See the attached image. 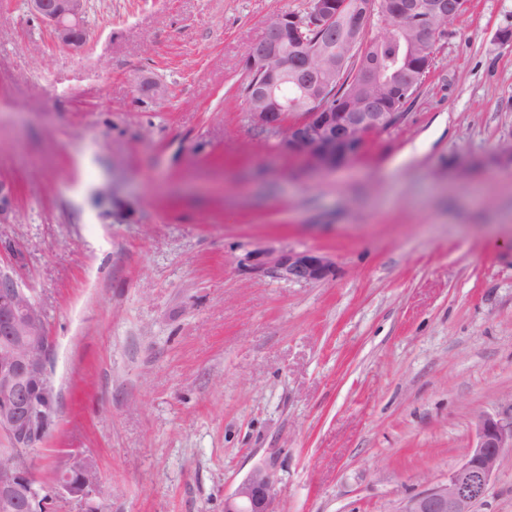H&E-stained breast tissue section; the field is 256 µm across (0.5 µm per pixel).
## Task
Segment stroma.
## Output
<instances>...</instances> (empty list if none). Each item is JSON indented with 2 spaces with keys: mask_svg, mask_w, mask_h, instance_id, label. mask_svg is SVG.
Instances as JSON below:
<instances>
[{
  "mask_svg": "<svg viewBox=\"0 0 512 512\" xmlns=\"http://www.w3.org/2000/svg\"><path fill=\"white\" fill-rule=\"evenodd\" d=\"M308 0H92L80 52L0 0V270L54 343L31 460L98 512H400L512 413V0H467L399 121L329 173L249 115L244 59ZM166 94L143 96L140 83ZM317 250L295 283L264 252ZM477 512H512V449ZM257 268L291 282L313 283L332 276L335 262L318 251L288 250L262 254L258 257ZM278 477L270 467H255L235 490L224 497V512H278Z\"/></svg>",
  "mask_w": 512,
  "mask_h": 512,
  "instance_id": "obj_1",
  "label": "stroma"
}]
</instances>
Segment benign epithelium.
<instances>
[{"label":"benign epithelium","mask_w":512,"mask_h":512,"mask_svg":"<svg viewBox=\"0 0 512 512\" xmlns=\"http://www.w3.org/2000/svg\"><path fill=\"white\" fill-rule=\"evenodd\" d=\"M29 12L52 29L57 44L79 52L86 38L88 0H26ZM458 6L448 0H309L305 15L286 13L249 51L244 67L254 77L247 100L250 115L281 136L288 151L304 158L315 170H331L361 153L369 136L391 127L399 117L392 111L412 79L429 69L435 41L448 29V17ZM391 22L411 20L414 38L402 45L388 68L379 65L378 41L368 37L373 15ZM323 38L309 41L308 31ZM298 49L288 72L278 63L287 57L286 39ZM357 61L352 94L341 107L330 93L336 77ZM288 81L297 98L284 100L280 86ZM305 112L288 120V111ZM14 205V189L0 182V224ZM257 268L291 282L313 283L333 275L335 262L313 250L264 253ZM0 512H50L58 496L88 500L100 490L96 464L80 453L57 470L53 485L34 473L30 455L54 425L57 394L51 379L52 339L42 306L0 272ZM512 448V414L480 417L476 443L445 482L405 501L401 512H476L496 473L503 449ZM278 477L270 467L258 466L224 497V512H277Z\"/></svg>","instance_id":"7a95c632"}]
</instances>
